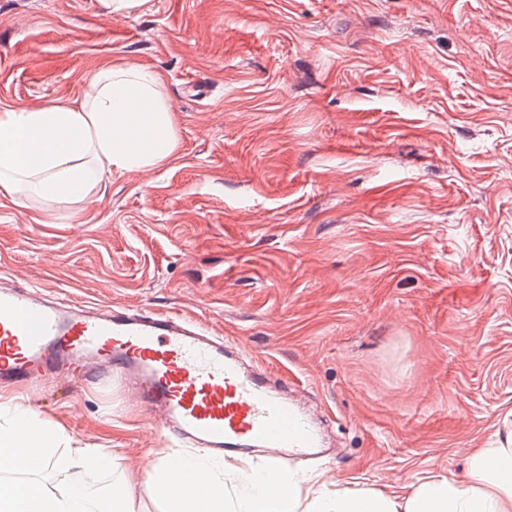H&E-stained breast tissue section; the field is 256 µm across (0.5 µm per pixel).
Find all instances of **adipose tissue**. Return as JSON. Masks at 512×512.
Wrapping results in <instances>:
<instances>
[{
	"instance_id": "ef3b65f1",
	"label": "adipose tissue",
	"mask_w": 512,
	"mask_h": 512,
	"mask_svg": "<svg viewBox=\"0 0 512 512\" xmlns=\"http://www.w3.org/2000/svg\"><path fill=\"white\" fill-rule=\"evenodd\" d=\"M179 148L158 73L105 65L86 79L79 100L0 109V197L21 206L39 199L63 207L66 222L75 224L106 179L154 170L176 158ZM63 440L31 409L0 402V512H135L131 480L95 501L72 479L76 467L111 469V449L72 448L62 455ZM48 468L55 481H35ZM306 481L248 457L168 454L148 486L164 512H512V411L487 447L473 452L467 479L436 474L402 497L323 483L306 493Z\"/></svg>"
}]
</instances>
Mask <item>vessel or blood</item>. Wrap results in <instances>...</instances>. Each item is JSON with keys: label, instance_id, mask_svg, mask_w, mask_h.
Segmentation results:
<instances>
[{"label": "vessel or blood", "instance_id": "obj_1", "mask_svg": "<svg viewBox=\"0 0 512 512\" xmlns=\"http://www.w3.org/2000/svg\"><path fill=\"white\" fill-rule=\"evenodd\" d=\"M54 374L119 381L165 430L215 457L262 452L285 469L323 452L320 430L287 390L195 321L64 304L1 274L0 384Z\"/></svg>", "mask_w": 512, "mask_h": 512}]
</instances>
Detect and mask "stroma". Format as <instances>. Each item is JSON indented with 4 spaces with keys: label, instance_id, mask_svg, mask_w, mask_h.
<instances>
[{
    "label": "stroma",
    "instance_id": "stroma-1",
    "mask_svg": "<svg viewBox=\"0 0 512 512\" xmlns=\"http://www.w3.org/2000/svg\"><path fill=\"white\" fill-rule=\"evenodd\" d=\"M158 71L177 157L80 224L0 198V271L61 299L176 313L317 406L296 470L406 495L468 475L512 410V0H0V107ZM112 470L179 450L113 382L0 392Z\"/></svg>",
    "mask_w": 512,
    "mask_h": 512
}]
</instances>
